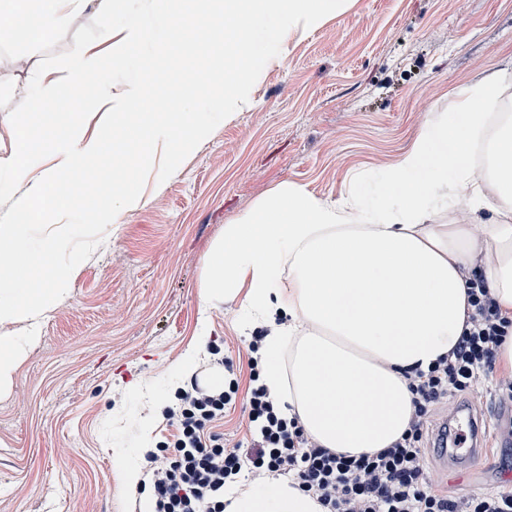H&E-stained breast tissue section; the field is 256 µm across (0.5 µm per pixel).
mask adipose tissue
Instances as JSON below:
<instances>
[{"mask_svg":"<svg viewBox=\"0 0 512 512\" xmlns=\"http://www.w3.org/2000/svg\"><path fill=\"white\" fill-rule=\"evenodd\" d=\"M499 105L497 83L459 89L355 195L331 203L282 182L208 252L204 296L242 295L249 316L272 322L262 381L321 446L374 454L408 429L404 372L457 344L468 273L512 317V114L492 130ZM439 210L455 220L424 223ZM281 313L288 324H275ZM226 497L225 512H323L282 477Z\"/></svg>","mask_w":512,"mask_h":512,"instance_id":"ef3b65f1","label":"adipose tissue"}]
</instances>
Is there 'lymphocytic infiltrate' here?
I'll list each match as a JSON object with an SVG mask.
<instances>
[{"mask_svg": "<svg viewBox=\"0 0 512 512\" xmlns=\"http://www.w3.org/2000/svg\"><path fill=\"white\" fill-rule=\"evenodd\" d=\"M472 308L455 348L428 368H409L413 413L408 430L392 447L358 457L323 448L295 418L284 417L260 382V350L266 330L247 343L250 384L245 410L251 437L226 443L214 430L239 382L227 389L201 386L189 378L172 410L171 447L150 454L149 484L155 512H224L226 488L247 480L259 485L283 476L316 495L327 512H512V492L491 491L451 498L439 493L442 476L428 465L431 437L445 439L448 426L431 432L435 412L453 416L464 397L490 392L512 403V372L496 368L497 352L512 333L482 276L467 280Z\"/></svg>", "mask_w": 512, "mask_h": 512, "instance_id": "obj_1", "label": "lymphocytic infiltrate"}]
</instances>
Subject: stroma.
Segmentation results:
<instances>
[{
  "label": "stroma",
  "mask_w": 512,
  "mask_h": 512,
  "mask_svg": "<svg viewBox=\"0 0 512 512\" xmlns=\"http://www.w3.org/2000/svg\"><path fill=\"white\" fill-rule=\"evenodd\" d=\"M500 79L512 105V0H348L317 27L297 29L249 100L165 182L149 175L145 206L107 231L75 269L72 293L43 320L39 342L0 395V512H142L113 458L174 432L136 387L164 382L208 326L202 384L221 349L249 383L241 300L202 299L204 259L256 202L288 180L316 197L347 196L359 174L392 165L456 89ZM471 404L486 428L475 460H449L451 495L512 489L508 411Z\"/></svg>",
  "instance_id": "1"
}]
</instances>
